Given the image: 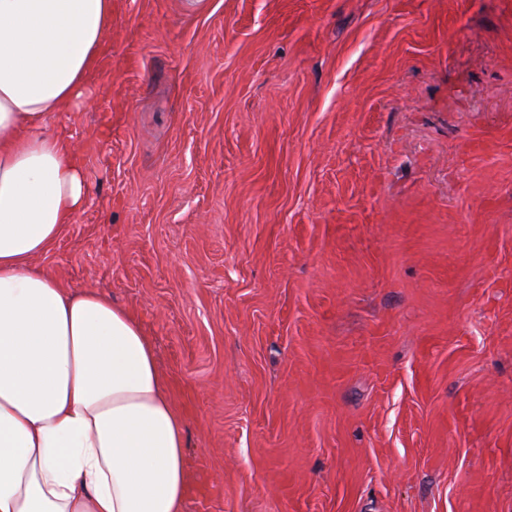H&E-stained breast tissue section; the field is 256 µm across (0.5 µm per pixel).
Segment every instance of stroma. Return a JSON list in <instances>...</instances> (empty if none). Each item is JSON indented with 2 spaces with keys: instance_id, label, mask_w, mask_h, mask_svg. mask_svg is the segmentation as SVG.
<instances>
[{
  "instance_id": "1",
  "label": "stroma",
  "mask_w": 512,
  "mask_h": 512,
  "mask_svg": "<svg viewBox=\"0 0 512 512\" xmlns=\"http://www.w3.org/2000/svg\"><path fill=\"white\" fill-rule=\"evenodd\" d=\"M38 259L141 324L184 512H512V0H112Z\"/></svg>"
}]
</instances>
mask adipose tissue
Masks as SVG:
<instances>
[{"label": "adipose tissue", "instance_id": "adipose-tissue-1", "mask_svg": "<svg viewBox=\"0 0 512 512\" xmlns=\"http://www.w3.org/2000/svg\"><path fill=\"white\" fill-rule=\"evenodd\" d=\"M112 0H0V512H184L185 425L139 323L37 265L84 209L51 132L77 108Z\"/></svg>", "mask_w": 512, "mask_h": 512}]
</instances>
